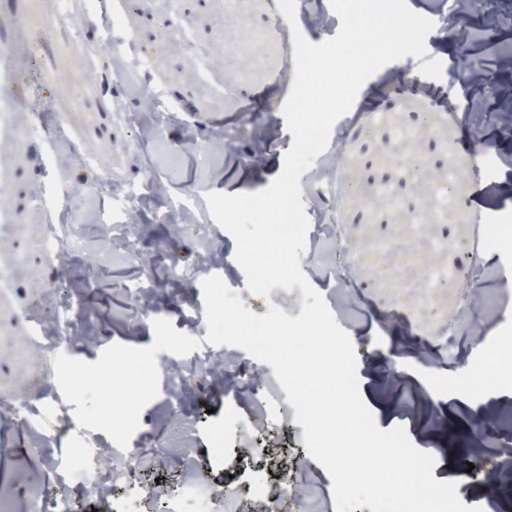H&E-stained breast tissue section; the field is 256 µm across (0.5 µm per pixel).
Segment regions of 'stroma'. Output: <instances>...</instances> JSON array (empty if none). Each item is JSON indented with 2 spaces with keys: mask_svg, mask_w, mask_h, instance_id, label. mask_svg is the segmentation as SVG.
Returning <instances> with one entry per match:
<instances>
[{
  "mask_svg": "<svg viewBox=\"0 0 512 512\" xmlns=\"http://www.w3.org/2000/svg\"><path fill=\"white\" fill-rule=\"evenodd\" d=\"M407 3L434 24L427 53L382 67L360 89L374 98V108L361 120L335 123L332 136L345 142L341 169L355 188L329 212L345 256L310 282L352 338L360 394L378 427H404L418 449L433 450L434 478L455 480L466 506L512 512V471L497 467L512 458V377H499L495 361L499 355L512 359V128L500 112L512 97V9L493 20L485 0H469L466 15L446 34L440 28L445 0ZM113 4L101 0L91 12L85 0H69L63 14L57 0H0V51L17 50L12 87L0 91V113L11 115L0 126V175L8 186L0 192V208L23 218L0 237V267H17L13 290L0 301V394L35 386L32 370L40 355L15 312L42 323L55 318L53 299L42 288L40 226L51 211L75 224L107 223L90 187L108 171L113 184L144 198L126 231L139 239L148 262L128 265L121 242L107 247L94 235L84 253L68 261L60 287L78 295L99 341L61 354L53 389L81 430L116 448H142V482L169 472V451L176 447L186 468L217 488H235L243 502L249 494L242 477L231 467L212 466L206 429L223 423L230 406L250 417L249 391L228 378L209 386L191 381L173 405L163 400L168 364L189 355L178 344L190 333L187 319L205 315L200 284L169 279L167 265L175 257L193 264L199 246L221 253L216 275L257 315L274 305L298 316L303 294L296 287L283 296L253 295L234 259V239L213 218L193 225L194 236L186 239L170 236L155 213L185 190L200 198L211 191L254 193L282 172L293 143L281 111L295 75L285 58L292 25L268 23L277 0H248L244 17L214 13L208 0H123L118 26L112 23ZM176 14L192 18L191 39L170 33ZM76 28L83 32L78 46L71 41ZM118 65L124 77L107 81ZM474 70L493 75V92L473 94L467 74ZM34 71L49 79L48 92L71 140L96 156V166L63 164L61 152L49 150L44 134L32 131L19 98ZM116 99L128 121L114 119ZM190 128L228 134L229 146L200 154L184 142ZM398 128L409 130L410 138L395 137ZM411 154L426 161L432 178L454 171L458 202L482 187V209L466 212L460 222L437 220L417 180L402 175L400 161ZM37 195L48 200V209L34 203ZM474 224L497 230L474 284L480 300L472 321L452 336L448 322L458 286L450 282L432 290L425 275L431 267L461 275L471 270ZM402 253L412 255L416 272L396 270ZM345 272L355 303L342 312L336 276ZM146 279L155 283L152 303L161 313L136 323L123 288ZM121 363L134 364L135 372L118 371ZM475 368L492 374V381L476 390L454 386V379ZM92 374L111 377V403L102 404L88 380ZM52 453L34 448L28 427L0 417V500L14 512H33L53 486L44 465ZM478 454L486 470L466 473L465 459ZM293 457L318 512H336L324 467L300 442Z\"/></svg>",
  "mask_w": 512,
  "mask_h": 512,
  "instance_id": "35a3bbf8",
  "label": "stroma"
}]
</instances>
